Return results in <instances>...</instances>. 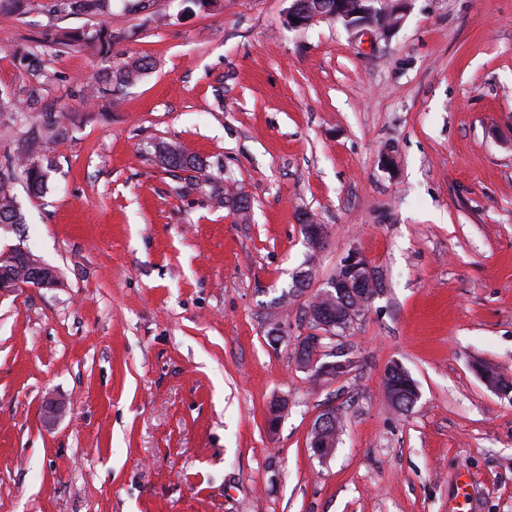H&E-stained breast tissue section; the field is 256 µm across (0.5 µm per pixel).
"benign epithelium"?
<instances>
[{
	"mask_svg": "<svg viewBox=\"0 0 512 512\" xmlns=\"http://www.w3.org/2000/svg\"><path fill=\"white\" fill-rule=\"evenodd\" d=\"M381 0H357L351 6L348 0H336L334 12L328 14H316L300 8L298 0H292L288 8V26L293 28H305L319 19H336L347 28L361 33L376 31L382 35H388L396 30L402 23L409 0H386L383 10L372 6L373 2ZM300 224L304 235L310 245L317 248L323 245L325 240L324 226L316 223L315 218L309 213L300 216ZM341 269L346 274H338L332 277L326 287L320 292V298L330 303H336V309L321 308L309 314V318L315 320L319 330L303 337L297 348V357L302 368L323 376L334 367L332 362H321L325 356H334L339 353L336 346L325 343L327 339H335L331 333L335 315H342L347 321H355L362 315L365 306L370 304L378 294V276L373 267L359 254L351 252L341 263ZM49 287L45 273L33 274L24 281L4 280L0 278V293L12 292L17 288H47ZM334 410L327 409L321 413L311 428L309 447L315 449L316 455H326L328 447L327 439L323 438V430L327 423L333 419Z\"/></svg>",
	"mask_w": 512,
	"mask_h": 512,
	"instance_id": "1",
	"label": "benign epithelium"
}]
</instances>
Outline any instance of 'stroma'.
Segmentation results:
<instances>
[{
	"mask_svg": "<svg viewBox=\"0 0 512 512\" xmlns=\"http://www.w3.org/2000/svg\"><path fill=\"white\" fill-rule=\"evenodd\" d=\"M45 2L0 12V96L38 87L66 127L46 192L14 184L25 221L0 224V252L60 276L0 293V512H448L463 471L464 512H512V394L473 370L512 382V0H410L386 37L289 27L291 0ZM102 26L111 55L56 42ZM142 57L119 105L85 106L81 83ZM160 142L248 216L163 169ZM352 251L382 290L338 338L352 370L316 379L294 349ZM394 363L420 393L407 411L383 393ZM50 14H82L103 16L111 12L112 0H49L45 5ZM178 150L179 153H175L171 151V149ZM155 157L160 165L169 172L178 173V172H202L204 169L203 160L189 155L184 152L180 147L171 143H160L155 147ZM173 168L170 169L166 164ZM175 169H178L175 172ZM336 412H334L333 409H327L323 413H321L313 423V426L311 428V435H313V438H311L309 447L314 448L316 452V456L322 455V459L327 458L330 456V454H326V449L328 447L327 439L322 438L324 427L327 425V423L333 419ZM339 414V413H338ZM340 415V414H339ZM342 423V416L335 415L334 421L330 426V429L333 433L332 439L334 440V443L336 445L339 430L341 428ZM328 455V456H327ZM326 456V457H325Z\"/></svg>",
	"mask_w": 512,
	"mask_h": 512,
	"instance_id": "obj_1",
	"label": "stroma"
}]
</instances>
